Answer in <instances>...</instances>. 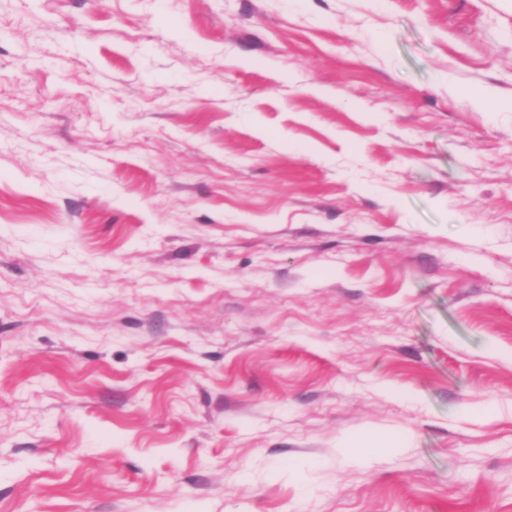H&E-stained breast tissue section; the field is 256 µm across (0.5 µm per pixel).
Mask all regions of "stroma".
I'll return each mask as SVG.
<instances>
[{
    "label": "stroma",
    "mask_w": 512,
    "mask_h": 512,
    "mask_svg": "<svg viewBox=\"0 0 512 512\" xmlns=\"http://www.w3.org/2000/svg\"><path fill=\"white\" fill-rule=\"evenodd\" d=\"M477 91L512 0H0V512H512Z\"/></svg>",
    "instance_id": "35a3bbf8"
}]
</instances>
